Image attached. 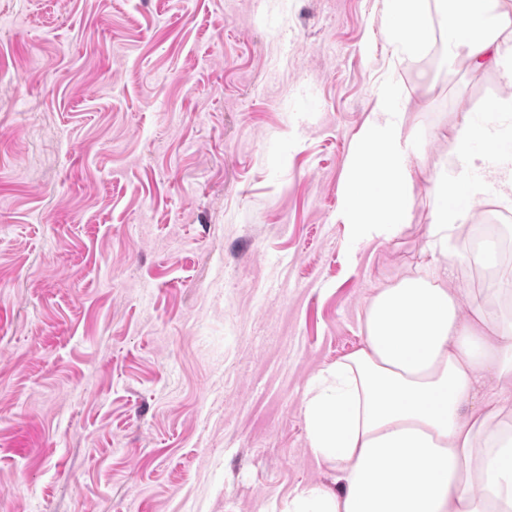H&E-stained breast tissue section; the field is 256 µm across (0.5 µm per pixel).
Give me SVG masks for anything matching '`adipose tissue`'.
I'll use <instances>...</instances> for the list:
<instances>
[{
	"label": "adipose tissue",
	"instance_id": "adipose-tissue-1",
	"mask_svg": "<svg viewBox=\"0 0 512 512\" xmlns=\"http://www.w3.org/2000/svg\"><path fill=\"white\" fill-rule=\"evenodd\" d=\"M421 12L422 0H383L385 37L403 53L430 38ZM444 31L453 58L512 87V0H447ZM392 92L382 84L343 187L337 218L354 240H388L412 219L410 132L388 106ZM501 134L490 124L458 131L450 152L462 173L431 179V264L378 290L361 318L362 346L309 379L308 444L334 484L297 489L283 512H512V268L497 240L461 242L467 210L457 203L512 199V159L469 151ZM470 169L484 178L469 179ZM472 261L494 272L493 287H455Z\"/></svg>",
	"mask_w": 512,
	"mask_h": 512
}]
</instances>
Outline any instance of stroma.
<instances>
[{"label": "stroma", "mask_w": 512, "mask_h": 512, "mask_svg": "<svg viewBox=\"0 0 512 512\" xmlns=\"http://www.w3.org/2000/svg\"><path fill=\"white\" fill-rule=\"evenodd\" d=\"M381 0H0V512H263L331 485L302 391L430 261L494 70L429 81ZM392 81L414 219H336Z\"/></svg>", "instance_id": "1"}]
</instances>
